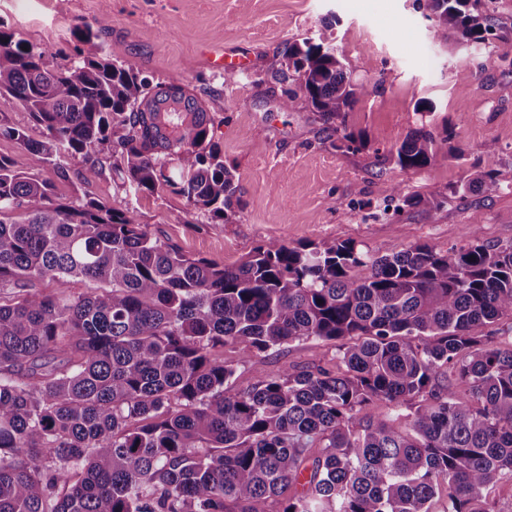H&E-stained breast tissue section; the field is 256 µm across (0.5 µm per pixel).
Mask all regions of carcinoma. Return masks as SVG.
<instances>
[{
  "instance_id": "cac0c4a2",
  "label": "carcinoma",
  "mask_w": 512,
  "mask_h": 512,
  "mask_svg": "<svg viewBox=\"0 0 512 512\" xmlns=\"http://www.w3.org/2000/svg\"><path fill=\"white\" fill-rule=\"evenodd\" d=\"M489 4L429 0L434 38L490 43ZM109 22L76 28L56 66L0 24V138L63 179L81 158L82 185L111 157L135 193L167 189L224 220L240 198L213 124L182 88L154 94L136 63L96 51ZM345 60L321 36L288 44L279 109L302 95L345 125L367 94ZM19 107L39 137L9 122ZM483 155L489 170L452 193L499 189L496 144ZM437 159L425 129L383 157ZM503 317L512 242L379 256L270 240L219 265L0 154V512H497L483 493L512 479V350L472 330ZM307 340L340 342L336 369L235 389L224 346L259 358ZM377 403L388 412L359 417Z\"/></svg>"
}]
</instances>
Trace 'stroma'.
I'll list each match as a JSON object with an SVG mask.
<instances>
[{"instance_id":"stroma-1","label":"stroma","mask_w":512,"mask_h":512,"mask_svg":"<svg viewBox=\"0 0 512 512\" xmlns=\"http://www.w3.org/2000/svg\"><path fill=\"white\" fill-rule=\"evenodd\" d=\"M498 37L474 47L433 37L428 0H0V21L61 62L73 30L100 13L111 17L101 37L117 60L135 61L153 83L176 85L207 112L225 163L236 175L239 209L221 224L164 190L136 197L104 171L89 192L115 208L132 207L152 234L184 254L221 265L238 263L257 245L354 242L391 254L415 244L445 252L474 241L512 242V0L493 5ZM324 34L344 47L353 79L370 93L349 112L345 127L365 148H337L305 99L278 107L270 72L292 41ZM234 52L250 65L232 75L211 54ZM427 100L432 110H418ZM433 132L440 156L430 168L404 170L380 157L413 131ZM495 142V192L451 194L485 166L483 146ZM438 194L440 208L393 201ZM235 387L249 390L260 374L334 368L336 348L296 341L259 361L225 346Z\"/></svg>"}]
</instances>
